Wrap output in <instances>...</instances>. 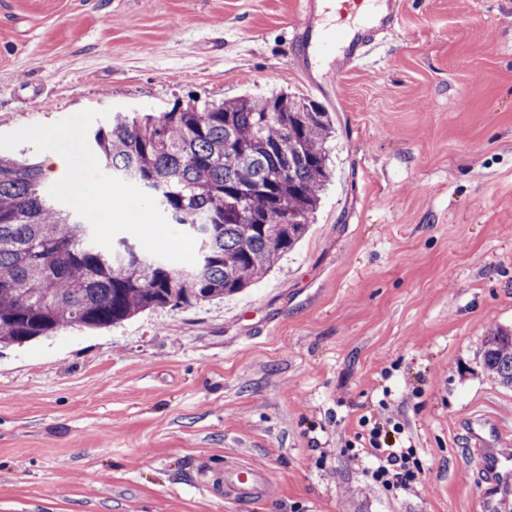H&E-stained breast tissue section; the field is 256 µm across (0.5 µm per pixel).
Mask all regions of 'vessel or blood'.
I'll list each match as a JSON object with an SVG mask.
<instances>
[{
    "instance_id": "1",
    "label": "vessel or blood",
    "mask_w": 512,
    "mask_h": 512,
    "mask_svg": "<svg viewBox=\"0 0 512 512\" xmlns=\"http://www.w3.org/2000/svg\"><path fill=\"white\" fill-rule=\"evenodd\" d=\"M299 5L294 55L309 85L327 98L333 90L313 74L318 57L332 45L341 67L364 65L371 50L396 29L401 15L399 0H340L332 14L322 0H299ZM470 435L480 450V468L497 479L496 494L483 498V512H502L512 499V452L500 449L494 427L484 422H473ZM196 483L208 495L237 502L249 501L266 488L262 470L228 460L201 464Z\"/></svg>"
}]
</instances>
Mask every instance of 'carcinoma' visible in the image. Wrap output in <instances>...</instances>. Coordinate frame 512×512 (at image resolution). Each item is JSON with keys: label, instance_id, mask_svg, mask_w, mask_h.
<instances>
[{"label": "carcinoma", "instance_id": "obj_1", "mask_svg": "<svg viewBox=\"0 0 512 512\" xmlns=\"http://www.w3.org/2000/svg\"><path fill=\"white\" fill-rule=\"evenodd\" d=\"M334 136L324 106L282 91L177 102L93 130L80 148L194 237L198 257L189 266L123 238L102 244L98 229L49 198L43 166L0 156V344L242 292L304 236L330 181L326 143ZM480 366L512 388V327L491 330Z\"/></svg>", "mask_w": 512, "mask_h": 512}]
</instances>
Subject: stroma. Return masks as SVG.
Listing matches in <instances>:
<instances>
[{
  "label": "stroma",
  "mask_w": 512,
  "mask_h": 512,
  "mask_svg": "<svg viewBox=\"0 0 512 512\" xmlns=\"http://www.w3.org/2000/svg\"><path fill=\"white\" fill-rule=\"evenodd\" d=\"M297 0H0V155L42 160L113 113L285 89ZM336 85L332 180L307 235L242 294L68 325L0 349V512H481L471 422L512 449V390L479 365L512 324V0H402ZM112 234L180 260L138 193ZM425 471L366 493L347 444L383 395ZM269 495L198 490L201 463ZM195 479L208 495L236 502L249 501L266 488L262 470L228 460L218 464H201Z\"/></svg>",
  "instance_id": "stroma-1"
}]
</instances>
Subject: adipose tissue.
Returning a JSON list of instances; mask_svg holds the SVG:
<instances>
[{
  "label": "adipose tissue",
  "mask_w": 512,
  "mask_h": 512,
  "mask_svg": "<svg viewBox=\"0 0 512 512\" xmlns=\"http://www.w3.org/2000/svg\"><path fill=\"white\" fill-rule=\"evenodd\" d=\"M45 164L60 188L79 205L91 210L104 208L106 177L99 168L86 165L79 151L57 150L47 155Z\"/></svg>",
  "instance_id": "ef3b65f1"
}]
</instances>
